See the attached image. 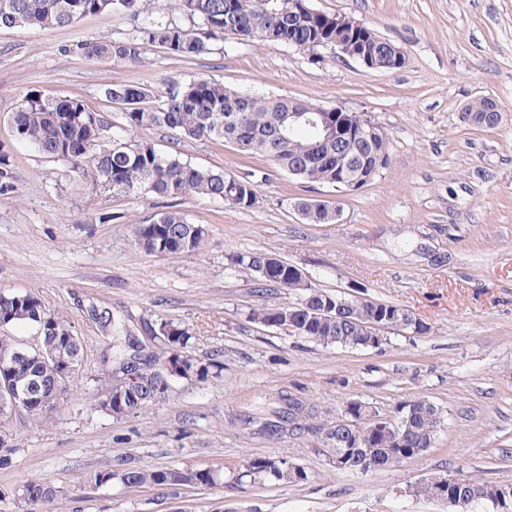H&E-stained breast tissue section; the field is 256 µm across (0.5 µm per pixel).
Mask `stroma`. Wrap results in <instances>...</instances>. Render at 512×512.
<instances>
[{"mask_svg":"<svg viewBox=\"0 0 512 512\" xmlns=\"http://www.w3.org/2000/svg\"><path fill=\"white\" fill-rule=\"evenodd\" d=\"M346 15L402 47L406 64L371 70L334 48L311 54L280 43L251 46L232 36L208 53L182 57L148 47L141 62L65 54L78 39L109 41L132 29L101 12L63 27L0 29V152L9 159L0 192V291L32 293L58 311L81 340L79 377L41 416L0 421V512L30 481L60 489L44 512H448L447 503L411 495L419 480L463 470L512 485V0H309ZM205 77L244 93L290 96L362 112L385 128L389 162L356 192L309 183L273 169L222 140L194 141L158 128L135 140L162 154L242 177L266 173L259 202L238 210L192 195L177 199L117 194L18 140L12 117L34 92L77 97L112 112L115 82L168 85ZM494 98V129L461 122L462 109ZM325 198L338 221L306 223L297 205ZM177 210L207 230L194 251L155 256L131 240L133 224ZM276 252L324 291L407 309L429 331L385 330L376 348L323 347L252 322L259 304L292 296L254 279L233 255ZM167 319L192 334L195 361H220L222 377L176 381L166 400L125 418L97 401L112 385L114 326L144 341L146 322ZM289 395L312 407L301 431L271 439L240 415ZM399 419L425 398L441 411L436 442L399 466L366 474L336 471L326 431L348 399ZM253 457L304 468L294 485L237 482ZM147 468L208 469L210 486H94L119 460Z\"/></svg>","mask_w":512,"mask_h":512,"instance_id":"stroma-1","label":"stroma"}]
</instances>
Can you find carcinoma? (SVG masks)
Wrapping results in <instances>:
<instances>
[{
  "label": "carcinoma",
  "instance_id": "obj_1",
  "mask_svg": "<svg viewBox=\"0 0 512 512\" xmlns=\"http://www.w3.org/2000/svg\"><path fill=\"white\" fill-rule=\"evenodd\" d=\"M294 0H177L181 19H163L164 8L156 0H0V28L63 26L83 15L112 11L133 22L132 31L109 42L78 40L66 52L86 57H110L119 63H138L144 49L155 45L182 57H192L209 50V41L226 34L243 43L259 46L266 42L288 44L292 37L303 50L314 52L318 43L336 38V30H327L326 17L288 27V9ZM117 113L103 115L89 111L82 100L68 96L32 95L13 119L17 136L42 154L75 166L91 163L94 185L114 193L152 194L175 199L194 194L219 200L236 209H250L258 202L256 176L235 177L207 169L180 158L162 155L148 142H134L131 137L142 127L166 130L178 138L192 140L222 139L246 155L258 154L278 170L310 183L336 184V138L331 133L296 121L288 124V98L245 95L211 79L199 77L185 84L169 86L166 99L152 105V90L145 85L113 83L106 89ZM496 104L490 97L469 103L462 119L471 125ZM391 142L381 129L371 141H356L350 149V163L345 174L360 180L359 187L371 183L387 166ZM298 211L309 224L332 221L331 213L313 207L310 201L298 204ZM206 229L190 223L178 211H168L146 224L132 228L134 246L150 255L162 256L200 248ZM252 251L235 255L232 261L239 271L263 284H272L295 293V301L270 308L250 310L249 318L265 327L289 328L288 316L296 327L291 333L325 346L360 347L363 331L359 323L376 318L391 328L424 334L427 326L408 310L396 305L361 297H346L301 286L299 269L266 251L272 258L267 273L254 265ZM18 324L37 329L39 349L27 348L5 331ZM0 381L25 387L42 378L45 390L28 414L39 415L51 406L79 370L81 343L62 315L46 309L31 293L0 292ZM149 335L160 339L168 349L162 363L157 357L142 353L130 339L116 346L112 354L120 382L98 400V406L118 418L134 415L163 401L177 379L206 382L221 373V364H199L185 354L191 340L187 329L160 320L146 325ZM281 406L271 417L257 425L260 435L275 438L287 428L300 427L302 406L291 397H282ZM398 432L365 430L358 439L359 448L347 447L353 439L350 429L328 431V460L332 467L350 473L367 474L377 469L407 462L434 445L441 426L439 408L427 399H418L403 407L396 421ZM456 484L448 488L450 498L475 499L489 503L499 512L497 502L505 495L512 498V487L481 482L456 472ZM241 476L253 481L302 483L307 472L290 470L266 457L248 460ZM119 480L127 488L145 485L181 486L215 483L208 469H148L126 459L118 468L94 474L96 485ZM441 476L435 475L412 489L416 496L434 498L442 490ZM58 487L31 481L24 486L19 501L33 512L49 502Z\"/></svg>",
  "mask_w": 512,
  "mask_h": 512
}]
</instances>
